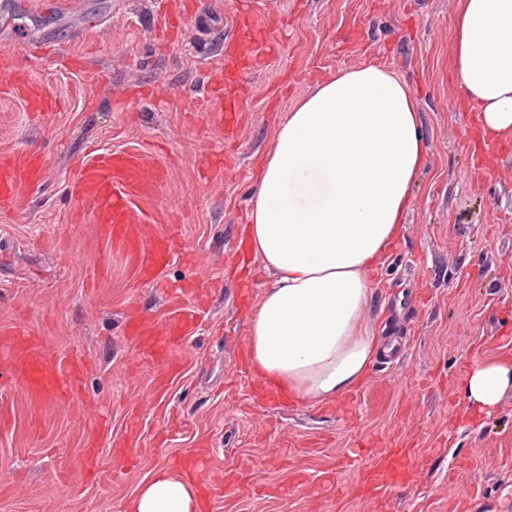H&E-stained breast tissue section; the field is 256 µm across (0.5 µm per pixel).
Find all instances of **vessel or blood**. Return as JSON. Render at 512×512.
I'll list each match as a JSON object with an SVG mask.
<instances>
[{
  "mask_svg": "<svg viewBox=\"0 0 512 512\" xmlns=\"http://www.w3.org/2000/svg\"><path fill=\"white\" fill-rule=\"evenodd\" d=\"M264 0H240L230 19L231 33L224 41V57L213 66L203 97L212 109L203 113L225 138H235L241 102L250 91L241 74L249 60L267 54L269 29L258 25ZM0 84L21 100L31 116L42 120L59 109L58 100L35 83L21 56L12 49L0 50ZM168 169L152 151L98 150L75 165L67 189L76 206L72 219L93 224L100 242L124 254L137 282L161 284L173 259L193 265L194 258L179 239L177 225L160 207ZM47 177L46 162L37 151L0 152V211L15 210L24 190L41 187ZM208 284L188 279L184 288L170 293V308L157 322L137 309H130L123 334L145 364L161 366L156 379L165 389L180 364L174 353L195 335L207 313L203 294ZM88 364L78 356L55 355L43 334L26 326L0 329V384L17 385L29 406L41 408L50 401L68 402L81 392ZM141 426L137 415H129L120 447L125 460L139 457ZM352 454L364 466L355 487L357 496L385 499L390 488L408 487L413 478L415 450L407 438L382 441L363 435Z\"/></svg>",
  "mask_w": 512,
  "mask_h": 512,
  "instance_id": "1",
  "label": "vessel or blood"
}]
</instances>
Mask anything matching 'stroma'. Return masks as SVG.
Segmentation results:
<instances>
[{"label": "stroma", "mask_w": 512, "mask_h": 512, "mask_svg": "<svg viewBox=\"0 0 512 512\" xmlns=\"http://www.w3.org/2000/svg\"><path fill=\"white\" fill-rule=\"evenodd\" d=\"M267 2L273 49L246 74L251 92L232 141L189 116L204 69L224 56V20L237 0H74L62 14L0 13V49L49 36L63 54L26 61L61 103L45 121L0 89V150L36 149L47 163L44 186L0 213V327L38 323L56 354L89 364L81 394L44 404L35 433L19 388L0 389L13 413L12 426L0 429V512H123L146 479L201 447L210 469H251L250 483L225 491L212 512H374L367 500H335L325 483L332 471L344 486L358 481L346 459L359 431L413 438L419 482L392 490L393 512H512V390L489 417L470 414L463 392L475 365L512 357V338L495 335L512 322V151L499 157L497 177L469 167L471 108L451 67L457 0ZM171 9L187 13L182 27L163 28ZM92 17L97 27H88ZM70 56L84 67L67 64ZM368 60L412 87L427 157L402 234L372 273L366 319L380 339L405 326L406 352L373 362L344 420L324 404L253 400L237 379L249 312L271 276L234 246L246 235L260 163L285 112L326 76ZM136 81L155 95L124 103L123 89ZM157 144L169 167L160 203L196 260L172 264L167 288L193 276L215 285L210 319L177 350L182 371L161 396L156 368L137 365L122 325L132 306L162 320L166 289L135 283L121 255L94 243L92 224L71 223L66 192L74 161L90 148ZM207 152L223 155L224 169L204 179L198 161ZM103 266L107 276L90 286ZM131 410L151 450L128 467L110 440L123 435ZM172 415L180 429L153 447ZM102 420L112 435L101 440L90 480L84 445Z\"/></svg>", "instance_id": "35a3bbf8"}]
</instances>
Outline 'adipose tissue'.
<instances>
[{
  "mask_svg": "<svg viewBox=\"0 0 512 512\" xmlns=\"http://www.w3.org/2000/svg\"><path fill=\"white\" fill-rule=\"evenodd\" d=\"M451 65L484 136L512 137V0H459ZM426 164L415 95L373 63L337 71L282 119L246 227L255 260L275 275L249 314L258 377L290 397L335 400L361 383L379 352L365 319L370 277L400 237ZM512 388V360L476 365L465 392L490 414ZM191 485L159 473L130 512H196Z\"/></svg>",
  "mask_w": 512,
  "mask_h": 512,
  "instance_id": "adipose-tissue-1",
  "label": "adipose tissue"
}]
</instances>
